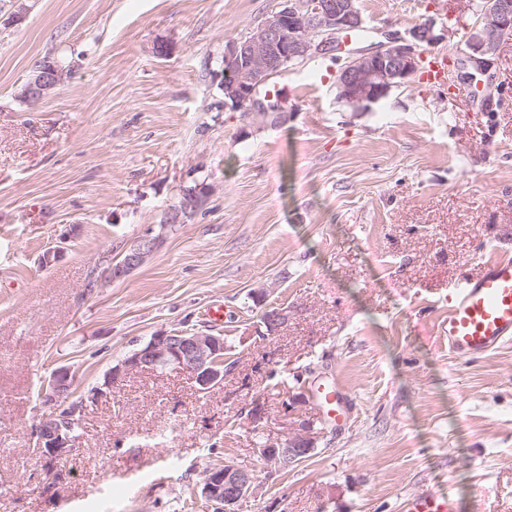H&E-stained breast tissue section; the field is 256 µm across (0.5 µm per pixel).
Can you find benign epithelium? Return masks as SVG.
I'll return each mask as SVG.
<instances>
[{
    "mask_svg": "<svg viewBox=\"0 0 512 512\" xmlns=\"http://www.w3.org/2000/svg\"><path fill=\"white\" fill-rule=\"evenodd\" d=\"M364 25L355 0H302L291 5L281 0L250 32L244 42L232 43L224 53L220 87L224 105L242 110L255 123L276 126L286 122L283 100L263 95L270 81L290 63L314 57L331 56L344 50L348 35ZM437 21L430 19L412 29L410 38L388 33L385 40L356 49L346 66L336 74L337 98L354 112H363L385 98L389 92L415 77L424 63L425 46L441 40ZM512 34V4L500 0L487 9L471 27L466 62L482 71L498 54L505 37ZM64 73L52 63L33 68L17 92L24 99L43 98L63 82ZM200 198L184 197L181 206L170 212L168 223L178 224L196 209ZM161 238L145 235L126 249L123 259L111 265L106 276L119 281L160 249ZM224 342L221 337L192 331L159 330L110 371L111 385L132 371L169 367L192 373L203 391L224 380ZM71 388V374L57 368L43 387L40 399L55 413L43 418L37 430V448L47 466L64 456L74 441L72 424L81 422L84 404H71L57 412ZM269 466L285 469L307 454L295 439L275 448L259 449ZM253 473L235 463L214 466L204 472L202 495L214 512H239L251 496Z\"/></svg>",
    "mask_w": 512,
    "mask_h": 512,
    "instance_id": "7a95c632",
    "label": "benign epithelium"
}]
</instances>
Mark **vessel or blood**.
Listing matches in <instances>:
<instances>
[{
	"instance_id": "b4317fda",
	"label": "vessel or blood",
	"mask_w": 512,
	"mask_h": 512,
	"mask_svg": "<svg viewBox=\"0 0 512 512\" xmlns=\"http://www.w3.org/2000/svg\"><path fill=\"white\" fill-rule=\"evenodd\" d=\"M423 78L432 83L447 80L446 53L428 55ZM446 321L448 353L453 357L480 358L512 343V256L489 259L476 275L461 277L450 291ZM316 397L322 414L343 425L348 408L339 385L318 387ZM460 510L454 497H438L426 490L409 493L399 504V512Z\"/></svg>"
}]
</instances>
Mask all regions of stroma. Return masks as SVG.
<instances>
[{"label":"stroma","instance_id":"35a3bbf8","mask_svg":"<svg viewBox=\"0 0 512 512\" xmlns=\"http://www.w3.org/2000/svg\"><path fill=\"white\" fill-rule=\"evenodd\" d=\"M279 2L0 0V512H212L202 474L227 460L254 474L242 512H397L421 489L512 512V344L460 360L440 335L461 275L512 250V36L484 73L416 78L364 112L338 100L336 64L308 61L273 80L287 122L259 127L214 74ZM473 2L359 6L371 43L447 8L463 23L437 48L460 59ZM47 55L70 75L20 102ZM201 182L204 205L164 225ZM158 233L124 281L102 278ZM273 308L288 322L259 338ZM162 329L228 337L232 371L206 391L181 369L105 387ZM59 367L86 406L49 471L34 431ZM309 370L342 382L343 428L306 396ZM305 420L312 454L270 474L260 443Z\"/></svg>","mask_w":512,"mask_h":512}]
</instances>
